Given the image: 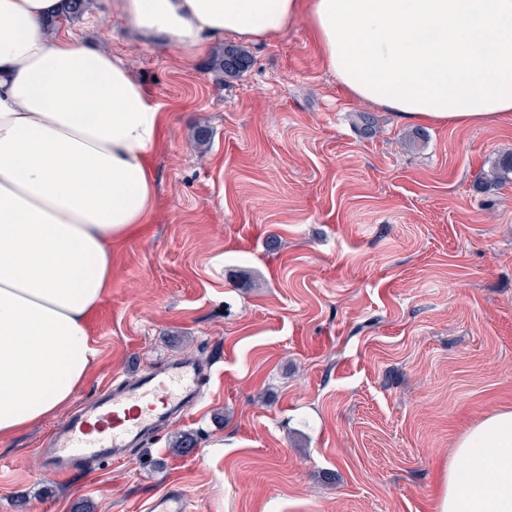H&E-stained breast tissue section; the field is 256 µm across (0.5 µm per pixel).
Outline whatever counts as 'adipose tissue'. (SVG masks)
I'll return each instance as SVG.
<instances>
[{
  "label": "adipose tissue",
  "mask_w": 512,
  "mask_h": 512,
  "mask_svg": "<svg viewBox=\"0 0 512 512\" xmlns=\"http://www.w3.org/2000/svg\"><path fill=\"white\" fill-rule=\"evenodd\" d=\"M61 0H0V444L72 403L100 350L112 250L154 208L165 113L129 63L53 26ZM187 59L306 21L352 97L413 123L512 120V0H109ZM437 512H512V409L456 442Z\"/></svg>",
  "instance_id": "1"
}]
</instances>
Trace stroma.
<instances>
[{
	"mask_svg": "<svg viewBox=\"0 0 512 512\" xmlns=\"http://www.w3.org/2000/svg\"><path fill=\"white\" fill-rule=\"evenodd\" d=\"M87 0L68 23L130 61L168 120L156 206L112 258L76 394L189 358L201 404L96 472L53 475L62 417L0 446V512H435L454 446L512 408V125L416 124L349 97L306 23L237 78L144 44ZM378 120L362 135L357 115ZM206 144H197V130ZM277 248H269V239ZM195 436L190 455L173 437ZM150 512H186V499L179 490L168 491L149 506Z\"/></svg>",
	"mask_w": 512,
	"mask_h": 512,
	"instance_id": "obj_1",
	"label": "stroma"
}]
</instances>
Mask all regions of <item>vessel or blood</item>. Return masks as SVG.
Returning <instances> with one entry per match:
<instances>
[{"label":"vessel or blood","instance_id":"1","mask_svg":"<svg viewBox=\"0 0 512 512\" xmlns=\"http://www.w3.org/2000/svg\"><path fill=\"white\" fill-rule=\"evenodd\" d=\"M202 369L189 361L146 374L133 384L103 392L55 433L47 452V469L58 473L84 468L91 461L120 459L184 406L200 402ZM149 512H187L182 492L155 499Z\"/></svg>","mask_w":512,"mask_h":512}]
</instances>
